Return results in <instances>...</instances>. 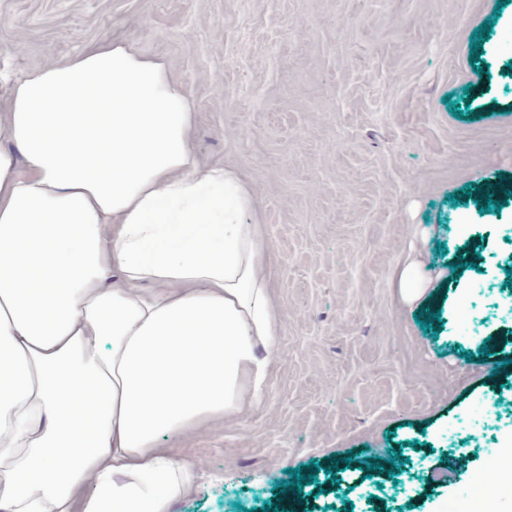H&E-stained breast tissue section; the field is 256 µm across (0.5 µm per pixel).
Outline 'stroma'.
<instances>
[{
	"instance_id": "35a3bbf8",
	"label": "stroma",
	"mask_w": 512,
	"mask_h": 512,
	"mask_svg": "<svg viewBox=\"0 0 512 512\" xmlns=\"http://www.w3.org/2000/svg\"><path fill=\"white\" fill-rule=\"evenodd\" d=\"M116 39L184 82L273 257L265 389L168 441L205 473L171 512H261L308 464L304 512H446L512 448V196L465 193L512 185V0H0V70Z\"/></svg>"
}]
</instances>
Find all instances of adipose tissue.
Listing matches in <instances>:
<instances>
[{"mask_svg": "<svg viewBox=\"0 0 512 512\" xmlns=\"http://www.w3.org/2000/svg\"><path fill=\"white\" fill-rule=\"evenodd\" d=\"M193 119L131 40L0 75V512H170L166 441L264 388V229Z\"/></svg>", "mask_w": 512, "mask_h": 512, "instance_id": "adipose-tissue-1", "label": "adipose tissue"}]
</instances>
